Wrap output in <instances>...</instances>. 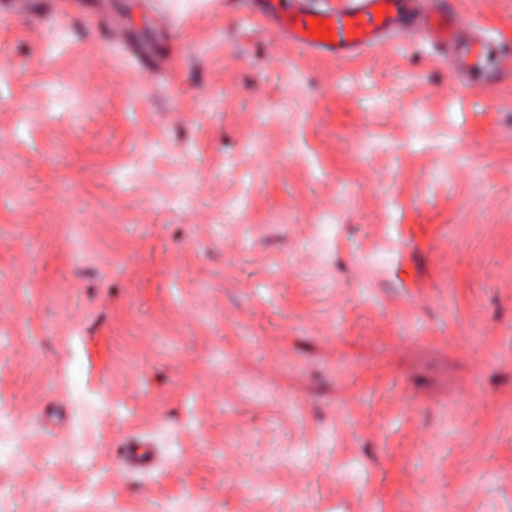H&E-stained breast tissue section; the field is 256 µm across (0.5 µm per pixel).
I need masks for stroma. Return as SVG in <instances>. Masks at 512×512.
Returning <instances> with one entry per match:
<instances>
[{
    "label": "stroma",
    "instance_id": "1",
    "mask_svg": "<svg viewBox=\"0 0 512 512\" xmlns=\"http://www.w3.org/2000/svg\"><path fill=\"white\" fill-rule=\"evenodd\" d=\"M60 1L0 13V512H512V75Z\"/></svg>",
    "mask_w": 512,
    "mask_h": 512
}]
</instances>
